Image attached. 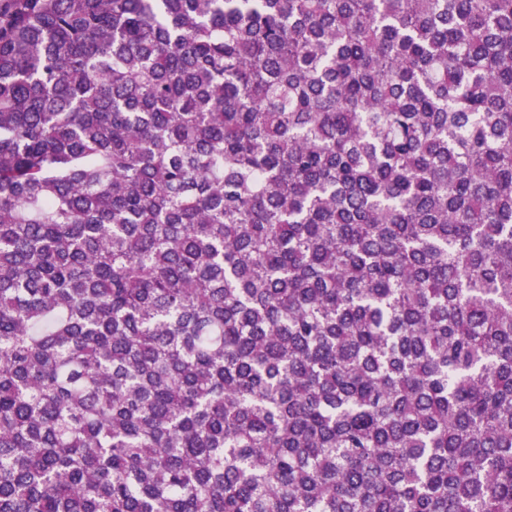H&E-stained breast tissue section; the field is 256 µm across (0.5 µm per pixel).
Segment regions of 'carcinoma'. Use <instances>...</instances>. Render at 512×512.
Returning a JSON list of instances; mask_svg holds the SVG:
<instances>
[{"mask_svg":"<svg viewBox=\"0 0 512 512\" xmlns=\"http://www.w3.org/2000/svg\"><path fill=\"white\" fill-rule=\"evenodd\" d=\"M0 512H512V0H0Z\"/></svg>","mask_w":512,"mask_h":512,"instance_id":"obj_1","label":"carcinoma"}]
</instances>
